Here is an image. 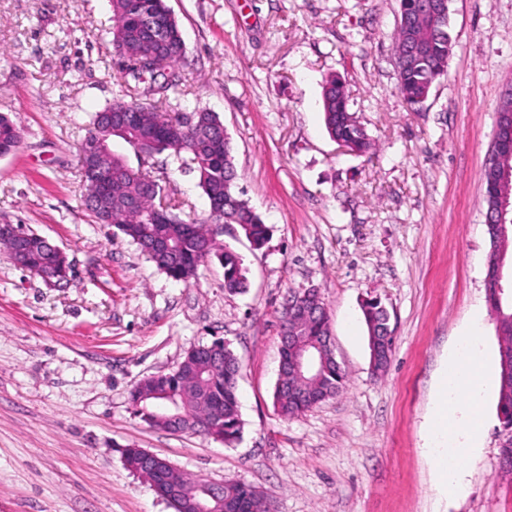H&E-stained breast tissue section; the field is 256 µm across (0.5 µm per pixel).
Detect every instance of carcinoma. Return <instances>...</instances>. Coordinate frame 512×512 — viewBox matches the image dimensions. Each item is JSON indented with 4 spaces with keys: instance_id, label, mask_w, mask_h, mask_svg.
<instances>
[{
    "instance_id": "1",
    "label": "carcinoma",
    "mask_w": 512,
    "mask_h": 512,
    "mask_svg": "<svg viewBox=\"0 0 512 512\" xmlns=\"http://www.w3.org/2000/svg\"><path fill=\"white\" fill-rule=\"evenodd\" d=\"M110 6L112 48L128 62L120 73L124 94L92 115L78 151H84L92 139L103 140L110 146L112 140L118 138L134 152H139L136 130L110 132L102 125V117L107 112H135L138 128L155 135L157 145L150 147V152L169 151L177 157L189 156L198 173V186L208 202L224 204L222 224L236 226L254 246H262L269 236V227L237 191L238 174L231 143L219 117L213 112L198 110L194 112V123L188 125L182 121L179 106L162 111L155 105V95L178 89L181 74L176 65L184 59V54L180 53L184 44L181 29L178 21L169 16L166 0H110ZM160 27L169 50L157 54V65H145L143 60L151 53L153 34ZM394 40L397 52L409 43L419 40L427 43V55L397 75L401 98L408 109L416 111L419 98L430 93L436 81L447 73L454 49L449 16L434 23L416 18L412 26L396 28ZM322 112L328 134L334 141L359 155L376 149L375 142L350 112L346 87L335 74L325 77ZM20 141L19 128L1 114L0 152L14 151ZM112 169L120 171V175L112 179L110 206L105 212L95 203L94 187L83 180L85 204L100 223L111 225L137 244L158 270L177 282L192 283L199 267L216 259L224 269V288L232 293L246 291L248 278L243 259L218 241L221 232L216 223L184 218L181 204L162 202V187L158 182L130 167L123 156L112 154ZM481 179L490 211L501 194L499 174L484 169ZM487 233L488 259H493L497 253L512 254V223H489ZM0 246L37 275L50 272L55 282L63 286L69 282L71 264L66 255L33 230H26L22 238L0 239ZM296 296L304 308L291 317L286 312L281 313V326H289L310 341L330 335V315L319 290L306 288L296 292ZM487 303L499 340L497 415L501 427L512 428V303L498 304L490 299ZM362 313L369 348L380 346L384 352L372 364L374 373L379 374L387 369L393 349V340H384L380 332V328L389 323V314L376 298L362 303ZM291 359V351L280 349L283 379L282 386L275 389L274 398L282 417L295 418L344 389L347 376L333 350H322L312 374L294 370ZM240 372L241 366L233 351L223 341L215 340L187 351L174 373L140 381L130 392V402L135 415L153 428L171 433L203 434L229 446L240 437L242 430L237 394ZM124 463L131 472L146 478L161 495L179 491L173 497L175 512H197V502L205 497L206 480L187 477L172 466L148 465L136 448L125 449ZM223 498L222 504L211 503L214 512H263L259 494L237 481H224Z\"/></svg>"
}]
</instances>
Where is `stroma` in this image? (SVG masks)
Returning a JSON list of instances; mask_svg holds the SVG:
<instances>
[{
    "label": "stroma",
    "instance_id": "obj_1",
    "mask_svg": "<svg viewBox=\"0 0 512 512\" xmlns=\"http://www.w3.org/2000/svg\"><path fill=\"white\" fill-rule=\"evenodd\" d=\"M182 30L185 81L169 101L217 113L238 189L270 236L254 248L225 229L246 293L218 263L184 285L158 271L84 204L77 147L119 91L108 0H0V114L20 129L0 157V223L59 246L75 275L48 287L0 250V512H174L128 470L125 446L183 473L255 488L269 512H512L499 470L497 389L484 397L468 491L447 495L424 446L437 379L474 312L491 369L490 242L481 171L512 82V0H449L448 73L421 111L396 90L399 0H167ZM345 82L375 153L340 151L320 110L327 75ZM166 197L195 218L209 202L196 171L149 159ZM315 287L331 316L345 391L287 420L274 405L289 292ZM390 313L395 344L373 375L363 299ZM223 339L239 358V441L150 428L129 391Z\"/></svg>",
    "mask_w": 512,
    "mask_h": 512
}]
</instances>
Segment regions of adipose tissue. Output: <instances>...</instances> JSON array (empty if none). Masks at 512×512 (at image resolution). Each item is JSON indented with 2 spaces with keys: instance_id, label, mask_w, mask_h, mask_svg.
<instances>
[{
  "instance_id": "1",
  "label": "adipose tissue",
  "mask_w": 512,
  "mask_h": 512,
  "mask_svg": "<svg viewBox=\"0 0 512 512\" xmlns=\"http://www.w3.org/2000/svg\"><path fill=\"white\" fill-rule=\"evenodd\" d=\"M490 384L478 323L458 337L442 370L434 416L427 434L437 475L449 495L465 489L463 466L481 446L482 400Z\"/></svg>"
}]
</instances>
